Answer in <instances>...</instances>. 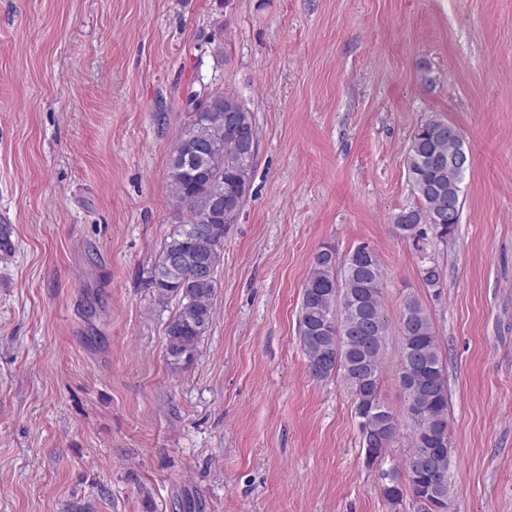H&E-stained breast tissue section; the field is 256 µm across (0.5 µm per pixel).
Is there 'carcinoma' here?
Returning <instances> with one entry per match:
<instances>
[{
	"mask_svg": "<svg viewBox=\"0 0 512 512\" xmlns=\"http://www.w3.org/2000/svg\"><path fill=\"white\" fill-rule=\"evenodd\" d=\"M215 109L202 108L201 94L189 97L188 107L204 115L179 135L171 154L169 178L173 196L186 206L187 219L175 225L164 241L154 266L151 285L160 302L176 301L166 329V353L178 368L189 362L213 323V298L218 268L224 260V216H215L216 197L242 208L254 173L255 157L245 155L241 139L224 129V111L234 110L238 126L255 134L252 113L233 94H216ZM441 118H430L414 132L406 156L407 181L418 203L393 217L405 240L420 252V275L429 288L442 287L438 264L429 260V236L449 237L460 223L465 170L437 165L430 155L448 157L457 141L439 131ZM204 261L211 274L201 275ZM385 276L376 253L357 245L340 260L336 251L322 249L312 260L302 286L299 336L311 375L319 380L341 375L354 398L366 464L386 455L400 435L410 429L412 452L384 474L381 494L393 507L409 495H428L448 508L452 492V448L448 420V385L440 346L426 308L412 294L405 297L398 325L401 344L396 378L404 409L395 413L381 396L383 354L390 329L385 308ZM430 455L446 480L432 485V477L417 469L419 457Z\"/></svg>",
	"mask_w": 512,
	"mask_h": 512,
	"instance_id": "carcinoma-1",
	"label": "carcinoma"
}]
</instances>
